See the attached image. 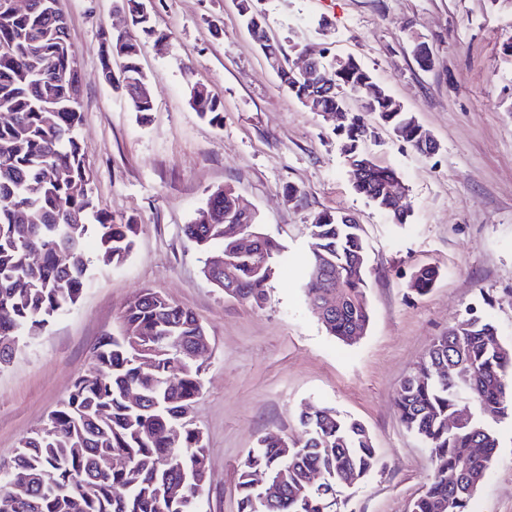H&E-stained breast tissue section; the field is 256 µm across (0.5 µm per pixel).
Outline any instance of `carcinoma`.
I'll return each instance as SVG.
<instances>
[{"mask_svg":"<svg viewBox=\"0 0 512 512\" xmlns=\"http://www.w3.org/2000/svg\"><path fill=\"white\" fill-rule=\"evenodd\" d=\"M0 0V368L15 352L12 340L37 337L79 300L88 282L87 266L117 268L131 255L137 225L114 224L112 216L91 198L93 173L86 164L76 130L82 121L80 87L68 25L59 0H31L30 8L13 13ZM141 0H122L134 33H102L107 46L102 73L111 64L112 47L123 42L124 88L132 111L147 119L154 111L139 57V34L158 33L153 16L139 13ZM327 79L340 90L321 108L339 109L351 88H372L362 102L365 112L401 131L402 139L424 151L421 126L393 98L375 85L352 58ZM195 111L209 122L223 121V106L202 84L190 88ZM53 107L54 122L45 123ZM368 128L361 115L347 119L343 134L359 159L369 162L366 186L356 191L397 224L398 212L388 187L401 176L357 151ZM52 168L67 176L45 178ZM237 197L229 190L209 195L208 222L183 227L184 235L203 253H223L225 219L241 217L252 229L256 217L238 215ZM95 236V256L84 242ZM308 269L325 265L341 296L334 308L317 313L327 333L343 342L367 330L370 311L364 273L356 265L367 258L361 225L348 214L326 211L311 231ZM256 253L237 255L233 280L237 298L257 306L282 260L281 246L265 234L257 237ZM33 251L41 263L30 262ZM438 270L421 267L413 275L420 293L433 287ZM204 327L188 309L156 292L136 294L122 314L118 333L101 337L92 369L79 376L67 399L43 428L26 437L11 465L0 472V512H203L207 479V448L202 432L182 424L202 388V365L191 359ZM142 346L152 359L143 368ZM136 391L139 403L128 399ZM404 427L429 450L431 468L423 492L410 512H470L480 482L487 475L499 438L489 421L512 417V345L499 342L487 316L468 314L448 327L429 348L426 361L404 379L396 396ZM463 412L469 419L454 429L448 419ZM305 439L292 445L269 435L247 456L238 477V512H336L328 491L348 477L362 483L380 465L367 429L333 408L307 407L301 414ZM180 435L169 441L171 427ZM112 455V470L98 471L101 456ZM324 481L308 487L309 473ZM266 474L267 489L254 484ZM460 476L448 483V473ZM28 479L24 502L11 499L12 483Z\"/></svg>","mask_w":512,"mask_h":512,"instance_id":"1","label":"carcinoma"}]
</instances>
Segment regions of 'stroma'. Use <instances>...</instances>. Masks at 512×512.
<instances>
[{"mask_svg": "<svg viewBox=\"0 0 512 512\" xmlns=\"http://www.w3.org/2000/svg\"><path fill=\"white\" fill-rule=\"evenodd\" d=\"M59 6L77 62L78 139L93 201L115 223L137 224L138 237L121 267H93L79 302L0 371V462L47 422L89 370L100 337L118 331L128 302L149 288L191 310L208 334L193 409L208 448L205 512H237L243 461L266 435L303 439L300 414L311 404L361 421L381 457L346 491L342 512H407L430 458L400 421L402 381L472 308L512 345V57L503 53L512 0H261L291 64L305 44L353 57L438 143L424 156L365 119V152L408 187L403 225L355 191L337 121L284 89L237 0H153L166 38L141 42L155 107L145 121L101 71V33L128 26L129 15L117 0ZM417 38L432 50L429 69L413 56ZM196 83L222 103V125L191 108ZM220 187L284 248L262 305L224 296L182 233ZM325 210L350 213L364 228L370 323L348 345L327 334L301 276L309 227ZM426 265L440 275L420 294L412 277ZM496 430L500 446L471 512H512V422Z\"/></svg>", "mask_w": 512, "mask_h": 512, "instance_id": "obj_1", "label": "stroma"}]
</instances>
